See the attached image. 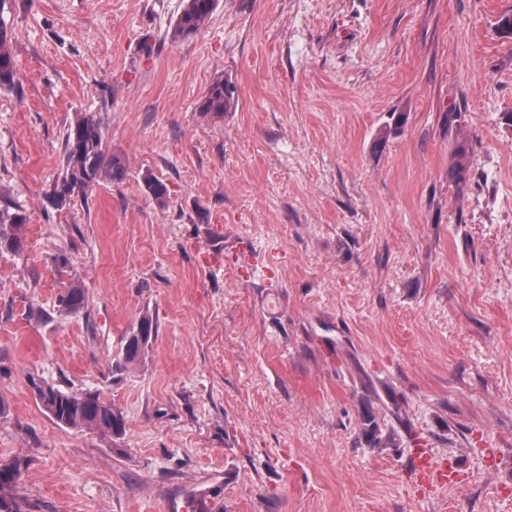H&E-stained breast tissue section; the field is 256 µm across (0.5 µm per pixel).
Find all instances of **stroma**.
Returning <instances> with one entry per match:
<instances>
[{
    "instance_id": "stroma-1",
    "label": "stroma",
    "mask_w": 512,
    "mask_h": 512,
    "mask_svg": "<svg viewBox=\"0 0 512 512\" xmlns=\"http://www.w3.org/2000/svg\"><path fill=\"white\" fill-rule=\"evenodd\" d=\"M5 0L0 90V460L21 512H512V0ZM221 117L197 106L216 77ZM469 181L448 178L449 108ZM122 182L53 201L76 112ZM405 122L388 140L391 113ZM166 183L159 208L143 174ZM66 253L82 312L59 310ZM158 333L112 371L142 314ZM41 376L98 390L113 437L57 424ZM399 447L362 434L360 397ZM459 485L419 490L416 455ZM184 7L172 26V40L192 38L208 23L218 0H185ZM13 33L0 18V90H11L17 81V69L12 54ZM27 216L21 206L0 202V251L19 252L23 246L22 229Z\"/></svg>"
}]
</instances>
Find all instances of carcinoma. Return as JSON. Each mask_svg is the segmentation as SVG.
Wrapping results in <instances>:
<instances>
[{
	"label": "carcinoma",
	"mask_w": 512,
	"mask_h": 512,
	"mask_svg": "<svg viewBox=\"0 0 512 512\" xmlns=\"http://www.w3.org/2000/svg\"><path fill=\"white\" fill-rule=\"evenodd\" d=\"M218 0H185V4L172 26V40L192 38L208 23L217 7ZM13 33L0 20V90H11L17 81V69L12 54ZM231 105L228 83L220 77L214 80L199 105V112L212 117H222ZM469 144L456 142L450 174L457 189L467 183ZM64 174L55 184L54 198L64 206L76 196H83L102 179L120 182L127 174L125 161L108 155L101 126L88 113L76 115L67 132L64 146ZM145 186L155 201L163 208L169 198L168 187L150 173L143 176ZM27 223L24 209L11 202L0 203V251L21 250L22 229ZM58 307L69 313H80L85 308V293L75 282L63 288L58 297ZM157 333L153 318L145 313L137 326L125 337L122 350L112 364L117 372H126L145 356ZM30 388L42 409L58 424L78 430L96 431L120 437L125 434L126 422L120 411L104 398L101 392L63 391L41 377H31ZM379 395L367 394L361 400L364 435L368 446L381 452L396 448V433L383 432L377 421ZM22 468L17 460L0 461V512H19L17 491L21 482Z\"/></svg>",
	"instance_id": "1"
}]
</instances>
